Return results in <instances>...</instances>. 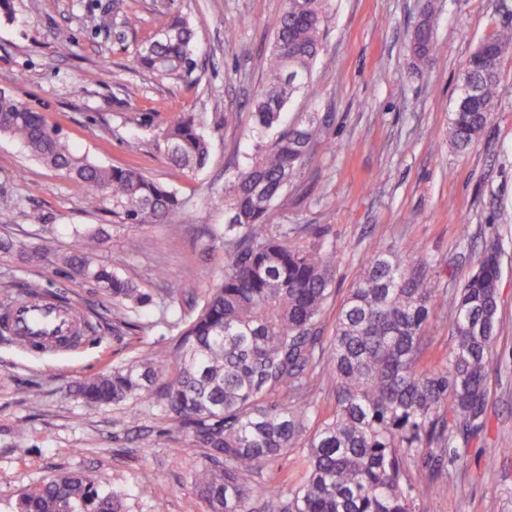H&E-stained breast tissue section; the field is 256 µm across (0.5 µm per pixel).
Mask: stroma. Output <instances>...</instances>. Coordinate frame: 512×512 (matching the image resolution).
<instances>
[{
	"label": "stroma",
	"mask_w": 512,
	"mask_h": 512,
	"mask_svg": "<svg viewBox=\"0 0 512 512\" xmlns=\"http://www.w3.org/2000/svg\"><path fill=\"white\" fill-rule=\"evenodd\" d=\"M285 0H15L0 18V91L60 128L70 146L110 166L134 158L150 178L185 201L188 216L160 224L117 226L90 213L78 182L0 136V286L35 281L94 327L81 344L49 352L0 335V512H17L22 490L61 472L92 474L118 491L123 512H206L191 475L200 451L156 400L90 407L73 393L85 380L145 354L175 351L224 265L226 216L209 203L224 193L243 154L257 142L249 112L262 83L275 22ZM110 11L134 13L138 27L99 28ZM165 11L189 21L199 57L193 82L159 81L136 71L133 55ZM432 12L442 54L417 67L409 36ZM512 24V0H334L312 73V91L295 93L284 124L315 127L313 155L289 177L274 221L297 242L336 246L335 286L321 319L330 336L338 310L373 244L411 252L433 287L455 296L475 270L485 239L501 244L499 315L505 328L492 347L483 425L467 443L411 458L418 483L434 457L448 482L434 512H512V51L499 68L494 117L469 149L448 140V119L462 66L479 43ZM234 40H227V33ZM67 34L68 52L57 38ZM198 113L210 143L207 165L182 174L156 151L160 128L177 113ZM236 113L238 121L225 122ZM35 209L43 224L29 223ZM468 221L473 236H459ZM78 225L103 226L102 259L126 270L153 296L122 335L112 331V300L71 276L57 257ZM142 253L128 257V239ZM40 257L22 261L21 253ZM494 480H487V473Z\"/></svg>",
	"instance_id": "35a3bbf8"
}]
</instances>
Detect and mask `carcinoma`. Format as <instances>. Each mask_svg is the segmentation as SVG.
<instances>
[{
  "instance_id": "1",
  "label": "carcinoma",
  "mask_w": 512,
  "mask_h": 512,
  "mask_svg": "<svg viewBox=\"0 0 512 512\" xmlns=\"http://www.w3.org/2000/svg\"><path fill=\"white\" fill-rule=\"evenodd\" d=\"M332 0H286L275 23L262 88L250 119L262 135L280 128L287 98L310 82L322 50ZM494 67L470 63L479 88L470 104L456 99L448 137L473 145L493 119L499 63L512 48V28L489 35ZM409 49L423 68L440 53L434 18L414 26ZM138 69L158 79L189 81L198 67L194 29L160 14L156 31L136 52ZM0 134L19 140L34 159L66 172L84 187L86 207L112 211L122 224L158 223L184 211L175 192L136 166L104 167L77 154L58 129L25 102L0 92ZM313 131L288 126L245 154L229 193L210 204L228 212L224 273L178 342V354L144 359L79 384L89 406H119L159 397L189 442L201 449L193 484L207 512H255L259 501L282 512H416L448 482L440 461L415 490L402 486L406 457L449 448L482 428L491 348L498 316L500 243L486 241L477 268L454 300V344L429 352L431 309L446 296L426 284L404 252L374 247L349 290L328 344L317 324L334 283L336 249L288 240L272 224L273 203L309 157ZM158 147L177 170L203 167L209 142L196 114L181 112ZM73 244L57 257L68 273L89 279L112 297L114 330L131 325L152 295L122 270L98 260L101 230L73 227ZM330 376L335 404L313 431L312 376ZM293 448L306 449L303 475L264 476ZM118 493H104L83 472H63L20 493L18 512H121Z\"/></svg>"
}]
</instances>
